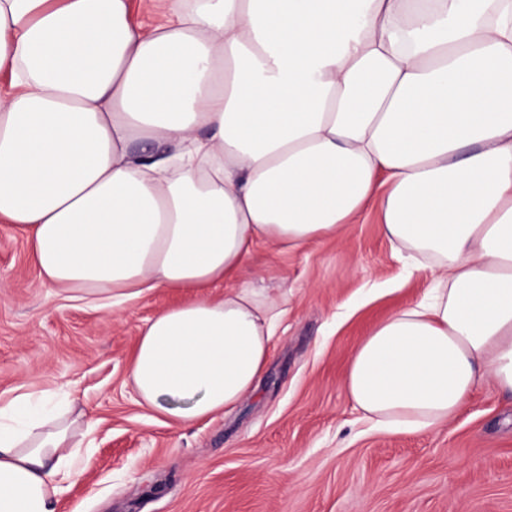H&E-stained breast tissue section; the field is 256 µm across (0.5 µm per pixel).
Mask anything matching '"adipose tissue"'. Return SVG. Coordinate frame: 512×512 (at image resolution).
<instances>
[{"label":"adipose tissue","instance_id":"adipose-tissue-1","mask_svg":"<svg viewBox=\"0 0 512 512\" xmlns=\"http://www.w3.org/2000/svg\"><path fill=\"white\" fill-rule=\"evenodd\" d=\"M0 0V223L43 280L147 319L129 365L164 423L255 392L280 314L253 248L340 235L367 207L433 288L343 379L380 429L512 393V0ZM51 390L0 399V512H55L91 428Z\"/></svg>","mask_w":512,"mask_h":512}]
</instances>
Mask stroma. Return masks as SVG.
Segmentation results:
<instances>
[{
    "instance_id": "stroma-1",
    "label": "stroma",
    "mask_w": 512,
    "mask_h": 512,
    "mask_svg": "<svg viewBox=\"0 0 512 512\" xmlns=\"http://www.w3.org/2000/svg\"><path fill=\"white\" fill-rule=\"evenodd\" d=\"M374 210L333 239L256 250L247 280L287 289L255 393L188 426L143 408L128 364L148 318L195 292L161 289L122 316L57 296L0 224V396L62 388L92 423L86 468L56 512H512V395L481 384L448 427L374 429L347 399L349 357L421 298Z\"/></svg>"
}]
</instances>
